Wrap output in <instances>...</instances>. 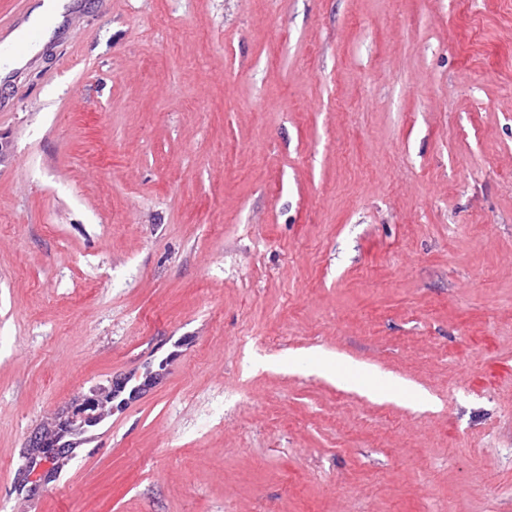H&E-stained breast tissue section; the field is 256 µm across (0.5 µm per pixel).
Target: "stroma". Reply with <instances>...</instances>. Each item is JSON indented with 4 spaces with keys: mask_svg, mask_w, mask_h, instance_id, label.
Segmentation results:
<instances>
[{
    "mask_svg": "<svg viewBox=\"0 0 512 512\" xmlns=\"http://www.w3.org/2000/svg\"><path fill=\"white\" fill-rule=\"evenodd\" d=\"M20 497L512 512V0H70L0 74V512ZM336 383L346 388L363 383L370 386L372 392L380 395L395 396L404 391V386L398 379L382 375H366L357 367L344 371L336 369Z\"/></svg>",
    "mask_w": 512,
    "mask_h": 512,
    "instance_id": "35a3bbf8",
    "label": "stroma"
}]
</instances>
